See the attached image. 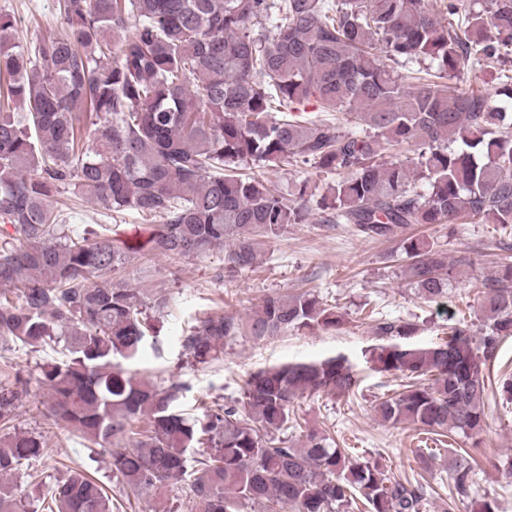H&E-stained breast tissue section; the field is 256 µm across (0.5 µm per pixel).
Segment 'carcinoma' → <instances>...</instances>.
Returning a JSON list of instances; mask_svg holds the SVG:
<instances>
[{
    "label": "carcinoma",
    "instance_id": "cac0c4a2",
    "mask_svg": "<svg viewBox=\"0 0 512 512\" xmlns=\"http://www.w3.org/2000/svg\"><path fill=\"white\" fill-rule=\"evenodd\" d=\"M64 31L27 47L0 18V342L50 348L41 368L46 411L111 450L112 473L140 498L185 482L195 512H426L425 475L448 456L456 494L474 486L463 448H417L418 478H391L317 430L288 444L294 403L358 394L347 357L297 361L249 375L232 405L183 410L189 386H166L124 363L161 351L154 314L166 292L125 278L138 258L185 259L232 242L230 274L253 268L264 243L313 210L365 239L418 224L479 218L512 236V0H62ZM498 70L489 95L448 94L466 63ZM345 112L347 131L305 111ZM419 147L417 157L382 159ZM281 163L337 179L291 202L265 178ZM154 221L143 244L102 224L62 223L60 191ZM405 277L434 301L469 275L425 237L402 240ZM485 333L465 327L430 346L406 343L417 325L378 318L367 350L378 372L407 376L379 399L382 421L445 445L487 427L485 400L499 346L512 338V257L475 279ZM347 314L306 291L263 297L250 312L182 328L183 360L219 358L236 337L339 330ZM29 381L0 383V512H25L10 485L44 441L16 426ZM104 487L80 470L57 484L49 512H112Z\"/></svg>",
    "mask_w": 512,
    "mask_h": 512
}]
</instances>
